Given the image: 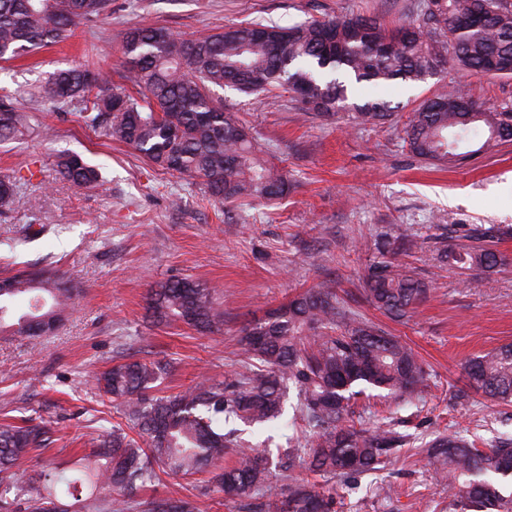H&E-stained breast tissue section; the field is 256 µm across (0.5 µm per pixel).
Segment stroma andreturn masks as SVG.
I'll return each mask as SVG.
<instances>
[{
    "instance_id": "stroma-1",
    "label": "stroma",
    "mask_w": 512,
    "mask_h": 512,
    "mask_svg": "<svg viewBox=\"0 0 512 512\" xmlns=\"http://www.w3.org/2000/svg\"><path fill=\"white\" fill-rule=\"evenodd\" d=\"M416 0H109L106 13L79 25L65 42L0 62V97L25 119L20 140L0 145V178L25 177L10 209L0 212V271L52 267L77 289L56 329L33 351L27 338L0 332V422L24 418L52 424L54 443L21 465L26 482L43 470L70 474L96 448L116 407L92 377L126 355L167 365L159 394L179 393L200 376L221 381L243 359L240 329L290 297L336 280L360 314L418 353L428 385L409 402L386 406L359 398L354 422L392 415L406 435L400 459L355 482L337 480V512H448V488L420 459V445L440 433L480 442L512 438V405L469 389L463 366L512 342V237L496 240L504 262L464 274L437 262L439 249L464 242L472 225L512 226V145L445 168L410 153L401 123L353 124L304 112L293 93L253 99L224 90V107L239 113L259 145L292 181L286 197L254 204L247 222L239 205L208 200L201 185L168 173L124 144L86 129L76 104L45 106L39 92L53 75L83 60L117 79L125 32L152 22L185 38L230 23L288 25L337 14L375 16L395 25L415 17ZM442 82L460 87L482 107L512 106V78L451 67ZM55 130L52 139L43 127ZM78 153L100 168L102 187L80 189L55 172L56 157ZM44 233L26 238L27 226ZM409 225L422 250L409 264L432 292L406 322L361 301L375 241ZM188 279L214 288L221 331L202 334L180 321H157L150 288ZM464 399H454L456 390ZM189 497L198 512H243L225 501L207 474L162 476L139 492L147 502Z\"/></svg>"
}]
</instances>
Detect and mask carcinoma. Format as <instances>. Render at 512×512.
Returning a JSON list of instances; mask_svg holds the SVG:
<instances>
[{"mask_svg":"<svg viewBox=\"0 0 512 512\" xmlns=\"http://www.w3.org/2000/svg\"><path fill=\"white\" fill-rule=\"evenodd\" d=\"M108 0H0V62L66 41L74 29L99 18ZM418 18L388 27L375 17L338 15L292 26L232 23L202 37L182 38L164 26L138 24L122 44L123 83L99 73L94 63L55 75L41 92L53 107L83 103V125L127 145L153 165L201 180L217 201L268 203L288 193V172L254 143L238 113L224 109L213 90L266 96L280 88L299 94L320 117L350 113L358 124H384L403 105L382 99L349 102L362 83H425L450 64L491 77L512 75V3L509 0H418ZM24 118L0 100V142L23 134ZM404 141L417 157L438 165L463 162L512 141V110L483 109L456 88L441 86L412 109ZM61 178L78 188L101 185L100 171L78 154L57 160ZM16 196V183L0 178V208ZM512 228L470 229L467 242L450 243L439 261L462 272H490L502 257L490 247ZM421 248L408 230L376 243L380 260L368 271L365 300L397 320L412 318L430 285L399 264L395 254ZM15 288L0 293V329L16 328L31 339L57 327L74 289L52 268L3 278ZM215 290L186 279L150 289L148 306L158 318L176 317L203 330L223 324ZM28 295L30 311L5 310ZM245 360L222 382L203 379L171 396L150 391L166 366L129 360L93 377L112 397L123 424L101 434L97 450L78 476L52 472L29 487L25 512H68L58 484L100 493L90 512H134L136 495L159 473L193 476L204 470L234 501L253 497L255 512H335L336 488L296 480L278 492L270 482L266 450L242 438L235 424L264 425L282 413L283 388L293 384L301 421L299 447L285 452L288 468L304 467L336 478L378 471L392 463L405 438L390 420L368 426L346 420L352 399L379 390L411 399L428 374L413 349L353 311L328 279L241 330ZM470 387L512 403V344L466 364ZM52 444L46 424H0V512H13L10 493L22 480L21 463ZM430 464L448 480V512H512V442L480 449L457 435L430 444ZM235 452L224 465L227 450ZM187 498L148 502V512H195Z\"/></svg>","mask_w":512,"mask_h":512,"instance_id":"carcinoma-1","label":"carcinoma"}]
</instances>
